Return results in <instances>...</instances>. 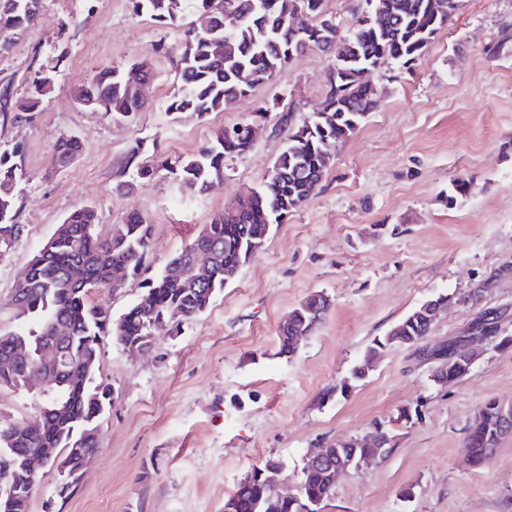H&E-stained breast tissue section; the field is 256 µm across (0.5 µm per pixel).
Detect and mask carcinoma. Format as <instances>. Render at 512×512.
<instances>
[{
	"label": "carcinoma",
	"mask_w": 512,
	"mask_h": 512,
	"mask_svg": "<svg viewBox=\"0 0 512 512\" xmlns=\"http://www.w3.org/2000/svg\"><path fill=\"white\" fill-rule=\"evenodd\" d=\"M136 14L176 26L183 10L191 6L208 20V31L194 27L182 30L183 51L177 65L179 91L167 106L169 112H193L206 117L271 83L295 56L318 48L333 53L330 88L322 108L306 125L288 135V144L277 157L264 182L238 199L235 214H218L204 225L195 240L169 258L160 272L144 279L140 300L112 318L111 311L93 301V288L112 287V270L123 267L133 279L147 271L153 225L138 211L129 212L121 224L99 229L94 208L73 209L58 225L48 246L30 261L25 275L13 290L16 326L0 331V386L22 387L35 369L50 376L53 384L31 431L10 433L0 428V453L17 461L20 487L9 512H29L38 477L23 468L26 457L40 448H95L100 423L111 406V389L97 379L100 348L111 337L124 344L180 324L203 313L215 296L224 291L240 269L254 258L251 241L288 219L305 202L327 169L329 149L354 133L377 107L376 93L364 75L391 58L412 67L422 59L435 34L446 26L459 0H445V10L434 11L435 0H373V19L356 20L351 34L342 36L333 17L323 13V0H130ZM308 15V24L293 29L294 11ZM40 0H0V29H21L39 17ZM52 77L40 70L32 78V94L12 104L14 119L30 121ZM77 99L96 112L133 119L144 105L127 70L105 69L92 81L77 88ZM248 124L218 130L196 154L174 162L175 174L188 191L204 195L224 179V163L247 151ZM81 142L64 137L56 144L55 162L62 168L80 153ZM125 167L141 179L153 169L132 148ZM23 148L16 144L0 150V259L22 231L14 223L18 181L23 177ZM209 254L214 277L193 284L183 277L196 251ZM82 268L84 278L71 276ZM328 307L316 294L309 295L290 313V322L304 330L311 319L325 316ZM400 334L378 336L366 348L362 361L340 385L345 394L364 379L365 368L386 349L413 346L430 334L427 316L415 308L401 321ZM48 346L59 347L66 365L58 370L42 360ZM465 361L435 372L439 381L468 376ZM512 434L502 426L499 402H488L468 428L465 448L473 463L491 458L500 442ZM333 450L348 461L365 455L378 458L374 448L355 447L354 438L338 441ZM239 483L224 506L235 504V512H305L327 501L336 487L335 471L328 467L302 470L296 497L286 503L274 497L258 478Z\"/></svg>",
	"instance_id": "carcinoma-1"
}]
</instances>
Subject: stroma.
Masks as SVG:
<instances>
[{
	"instance_id": "35a3bbf8",
	"label": "stroma",
	"mask_w": 512,
	"mask_h": 512,
	"mask_svg": "<svg viewBox=\"0 0 512 512\" xmlns=\"http://www.w3.org/2000/svg\"><path fill=\"white\" fill-rule=\"evenodd\" d=\"M512 27V0H461L412 68L389 59L367 73L378 106L336 150L311 197L279 224L209 308L179 332L159 331L151 351L129 357L102 343L99 375L112 404L98 449L67 498L45 467L29 512H224L252 468L279 463L278 486L297 491L305 459L331 442L374 430L390 452L344 477L323 512H512V436L483 465L465 457L467 429L491 400L512 404V347L485 342L467 377L441 384L423 347L464 334L476 314L500 310L512 336V275L477 302L470 288L512 262V52L487 53ZM0 87L27 97L36 70L53 77L33 122L0 119V149L24 147L17 223L24 233L0 259V330L13 328L10 298L29 262L75 207L100 226L130 209L153 226L146 259L157 272L205 224L259 187L329 90L332 55L294 57L268 85L206 118L167 110L181 31L129 0H42L39 23L0 33ZM149 62L145 109L118 120L83 108L77 88L101 70ZM289 126H282L283 114ZM258 129L205 195L187 191L165 162L195 154L223 126ZM83 144L53 164L57 141ZM155 173L132 193V147ZM468 192L453 197L457 180ZM331 307L293 358L278 355L279 326L309 295ZM450 298L423 344L386 350L347 395L325 398L359 364L374 337L429 298ZM409 420H399L404 409ZM413 487L404 500L400 492Z\"/></svg>"
}]
</instances>
